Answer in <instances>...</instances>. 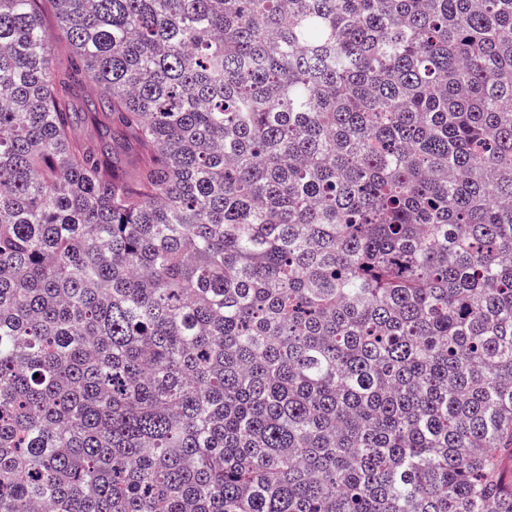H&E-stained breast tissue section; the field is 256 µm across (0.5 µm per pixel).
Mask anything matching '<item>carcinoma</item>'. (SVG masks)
<instances>
[{"instance_id": "obj_1", "label": "carcinoma", "mask_w": 512, "mask_h": 512, "mask_svg": "<svg viewBox=\"0 0 512 512\" xmlns=\"http://www.w3.org/2000/svg\"><path fill=\"white\" fill-rule=\"evenodd\" d=\"M506 459L512 0H0V512H512Z\"/></svg>"}]
</instances>
